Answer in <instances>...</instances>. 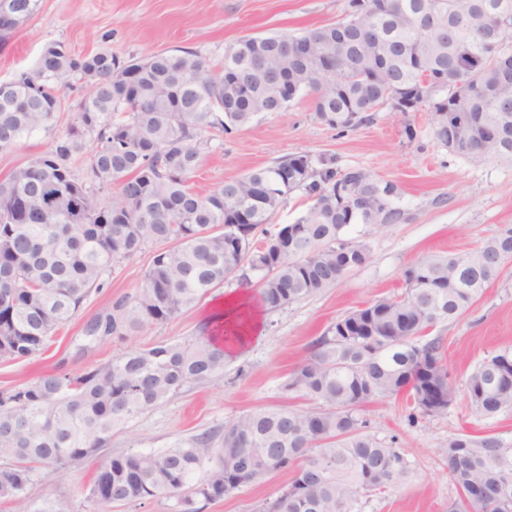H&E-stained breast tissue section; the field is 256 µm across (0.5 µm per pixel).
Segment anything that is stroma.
<instances>
[{
  "instance_id": "35a3bbf8",
  "label": "stroma",
  "mask_w": 512,
  "mask_h": 512,
  "mask_svg": "<svg viewBox=\"0 0 512 512\" xmlns=\"http://www.w3.org/2000/svg\"><path fill=\"white\" fill-rule=\"evenodd\" d=\"M346 6L347 0H40L37 13L0 46V83L34 67L44 45L52 42L80 56L109 51L125 59L188 50L215 65L241 38L300 34L335 23L344 17ZM89 93V80L73 76L54 126L0 153V178L27 165L77 126L78 104ZM408 125L415 128V139L407 138ZM300 154L331 158L339 169H361L396 183L402 192V219L381 229L352 228L350 237L370 251L366 264L347 271L332 288L266 311L261 334L245 354L226 361L222 376L186 388L130 419L113 430L106 452L87 458L63 478L37 479L28 489L30 499L56 501L63 512H98L89 491L108 455L172 448L193 436L223 431L251 411L310 408L308 398L285 385L313 342L336 319L373 300L401 295L405 270L421 258L475 249L512 226V161L448 151L436 139L426 109L401 115L386 106L371 123L342 132L318 122L312 98L305 95L285 111L261 114L229 134L213 137L193 182L201 189H217ZM154 252L149 245L115 263L100 290L58 330L48 350L0 362V390L58 368L72 374L89 371L132 347L197 338L215 304L243 288L234 281L224 283L166 323L86 344L84 324L141 288ZM432 334L442 340L443 363L458 395L446 412L434 417L414 415L404 395L380 398L362 408L359 417L368 431L394 440L410 468L394 487L361 497L359 512H448L458 498L440 455L448 439L495 433L512 440V410L491 419L480 417L462 393L467 376L483 358L512 349V263L465 314L437 325ZM290 478V473L280 472L222 500L198 501L199 512H256Z\"/></svg>"
}]
</instances>
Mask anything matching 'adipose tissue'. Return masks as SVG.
I'll return each instance as SVG.
<instances>
[{
    "label": "adipose tissue",
    "instance_id": "adipose-tissue-1",
    "mask_svg": "<svg viewBox=\"0 0 512 512\" xmlns=\"http://www.w3.org/2000/svg\"><path fill=\"white\" fill-rule=\"evenodd\" d=\"M224 332L215 336L217 346L223 347L225 355L243 354L259 334L263 317L253 298L245 293H232L217 304Z\"/></svg>",
    "mask_w": 512,
    "mask_h": 512
}]
</instances>
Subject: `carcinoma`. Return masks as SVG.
<instances>
[{"instance_id": "1", "label": "carcinoma", "mask_w": 512, "mask_h": 512, "mask_svg": "<svg viewBox=\"0 0 512 512\" xmlns=\"http://www.w3.org/2000/svg\"><path fill=\"white\" fill-rule=\"evenodd\" d=\"M0 44L39 9L8 0ZM94 80L79 105V126L41 156L0 179V360L41 352L112 264L159 246L133 295L88 320L91 341L130 336L177 317L230 279L259 277L270 310L336 285L341 259L369 260L355 224L381 228L402 216L398 187L332 159L294 156L224 186L200 191L192 179L211 132L226 133L303 92L314 116L342 132L374 120L429 86L428 104L453 117L435 132L449 151L512 158V0H348L345 16L301 35L250 36L224 53L219 73L193 51L124 61L108 53L76 57L45 45L35 66L0 84V152L55 123L71 77ZM466 86L459 97L456 83ZM98 142L88 171L69 165L82 138ZM116 188L105 203L87 182ZM311 205L294 223L267 225L288 194ZM512 260V227L470 251L429 255L405 271V291L337 319L290 374L285 388L317 408L288 407L239 416L221 441L202 434L175 448L117 454L98 470L90 498L102 507L154 497L178 512L269 474L292 478L257 512H355L360 497L404 479L408 462L366 430L358 411L406 394L437 416L457 396L442 364L440 323L461 317ZM210 328L189 342L131 348L81 374L51 371L0 391V498L17 512L40 506L27 489L47 456L57 478L112 440V430L186 387L224 373V350ZM465 396L484 417L512 409V351L484 359ZM440 453L459 492L450 512H512V443L496 434L453 438Z\"/></svg>"}]
</instances>
